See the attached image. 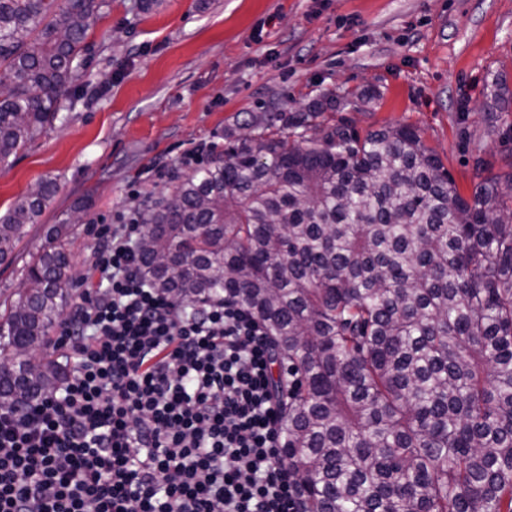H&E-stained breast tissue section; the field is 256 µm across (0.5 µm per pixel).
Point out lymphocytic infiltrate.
Returning a JSON list of instances; mask_svg holds the SVG:
<instances>
[{
    "label": "lymphocytic infiltrate",
    "instance_id": "lymphocytic-infiltrate-1",
    "mask_svg": "<svg viewBox=\"0 0 512 512\" xmlns=\"http://www.w3.org/2000/svg\"><path fill=\"white\" fill-rule=\"evenodd\" d=\"M143 233L136 214L102 226L59 386L0 408V512H298L263 324L157 288Z\"/></svg>",
    "mask_w": 512,
    "mask_h": 512
}]
</instances>
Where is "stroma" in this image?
Instances as JSON below:
<instances>
[{"label":"stroma","mask_w":512,"mask_h":512,"mask_svg":"<svg viewBox=\"0 0 512 512\" xmlns=\"http://www.w3.org/2000/svg\"><path fill=\"white\" fill-rule=\"evenodd\" d=\"M142 1L108 0L91 19L77 95L0 166V216L41 180L57 185L17 259L0 264L1 303L54 228L85 275L94 226L161 198L185 174L187 149L223 143L252 115L280 129L288 113L333 96L330 123L361 133L415 125L466 196L475 156L512 169V138L488 123L482 95L491 74L512 76V0ZM368 85L378 98L356 101Z\"/></svg>","instance_id":"obj_1"}]
</instances>
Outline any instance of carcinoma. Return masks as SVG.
I'll return each mask as SVG.
<instances>
[{
    "instance_id": "carcinoma-1",
    "label": "carcinoma",
    "mask_w": 512,
    "mask_h": 512,
    "mask_svg": "<svg viewBox=\"0 0 512 512\" xmlns=\"http://www.w3.org/2000/svg\"><path fill=\"white\" fill-rule=\"evenodd\" d=\"M0 0V165L59 119L88 20L107 0ZM486 120L512 104L505 71ZM336 99L261 119L142 213L153 283L181 301L226 296L265 325L288 388L284 453L301 512H512V171L474 159L464 196L420 130L360 135L319 120ZM56 192L0 217V263ZM0 316V407L54 391L41 354L70 303L71 254L50 236Z\"/></svg>"
}]
</instances>
